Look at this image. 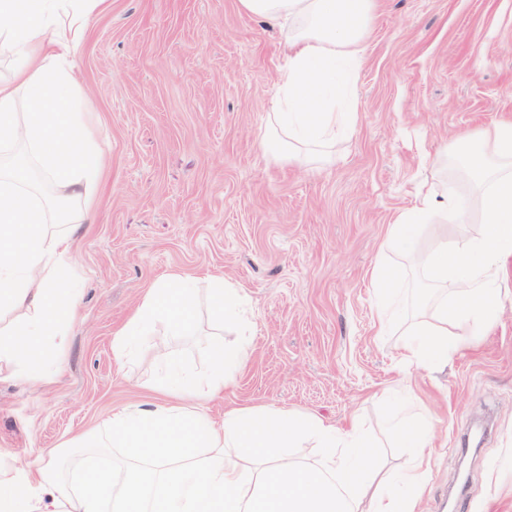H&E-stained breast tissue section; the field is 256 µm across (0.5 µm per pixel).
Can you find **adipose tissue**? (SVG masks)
I'll return each mask as SVG.
<instances>
[{"instance_id": "ef3b65f1", "label": "adipose tissue", "mask_w": 512, "mask_h": 512, "mask_svg": "<svg viewBox=\"0 0 512 512\" xmlns=\"http://www.w3.org/2000/svg\"><path fill=\"white\" fill-rule=\"evenodd\" d=\"M101 0H0V47L17 66L0 81V148L23 144L34 155L54 201L87 198L104 159L71 101L77 82L68 63L84 41ZM241 10L277 25L287 64L279 71L264 149L277 159L316 166L340 131L353 130L348 100L362 58L375 0H238ZM24 120H17V113ZM26 165L0 167V379L44 336L62 335L79 311L62 284L73 277V240L50 231L49 218L79 224L85 213L48 212ZM195 280L178 276L151 288L115 334L126 359L158 313L172 333L187 325ZM212 369L193 381L168 363L165 399L114 412L107 442L84 436L85 448L125 449L122 477L111 466L86 465L61 481L55 450H37L18 468L0 452V512H416L429 479L431 431L412 424L411 411L386 405L384 425L411 449L413 463L381 472L358 426L340 428L285 409H229L215 419L199 404L214 399L248 358L246 348L211 349ZM312 448L313 460L294 456Z\"/></svg>"}]
</instances>
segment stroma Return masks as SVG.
<instances>
[{
  "label": "stroma",
  "instance_id": "35a3bbf8",
  "mask_svg": "<svg viewBox=\"0 0 512 512\" xmlns=\"http://www.w3.org/2000/svg\"><path fill=\"white\" fill-rule=\"evenodd\" d=\"M286 63L284 36L237 0H105L78 51L77 108L106 169L66 281L78 319L60 361L0 381V449L19 463L146 405L167 359L202 374L211 345L248 342L210 413L301 411L373 437L382 470L411 463L382 425L386 400L416 401L432 424L420 512H512V256L498 268L496 321L428 374L402 364L403 331L378 322L370 273L406 264L386 226L419 186L445 189L437 162L466 134L512 119V0H377L355 86L358 123L316 169L277 164L261 140ZM242 289L250 336L220 328L207 275ZM197 278L191 330L156 319L117 362L113 334L159 279Z\"/></svg>",
  "mask_w": 512,
  "mask_h": 512
}]
</instances>
